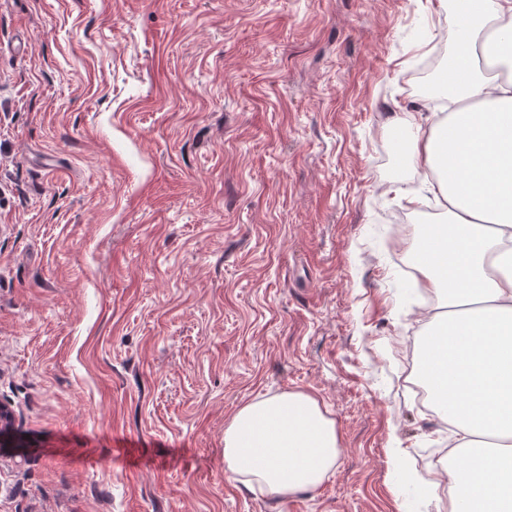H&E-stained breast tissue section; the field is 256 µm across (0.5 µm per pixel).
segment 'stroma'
<instances>
[{"instance_id": "1", "label": "stroma", "mask_w": 512, "mask_h": 512, "mask_svg": "<svg viewBox=\"0 0 512 512\" xmlns=\"http://www.w3.org/2000/svg\"><path fill=\"white\" fill-rule=\"evenodd\" d=\"M451 0H0V512H437L418 298L374 225L437 201L386 132L436 106ZM420 192L409 205L408 196ZM317 396L341 452L279 502L244 403Z\"/></svg>"}]
</instances>
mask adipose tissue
I'll use <instances>...</instances> for the list:
<instances>
[{"instance_id": "1", "label": "adipose tissue", "mask_w": 512, "mask_h": 512, "mask_svg": "<svg viewBox=\"0 0 512 512\" xmlns=\"http://www.w3.org/2000/svg\"><path fill=\"white\" fill-rule=\"evenodd\" d=\"M448 37L444 119L415 106L386 121L447 203L408 250L447 307L418 314L415 376L454 429L449 512H512V0H454ZM339 456L335 420L303 390L249 401L224 427L226 472L282 502L321 484Z\"/></svg>"}]
</instances>
